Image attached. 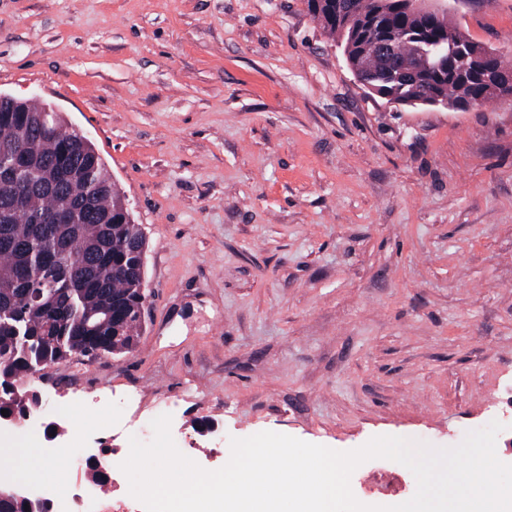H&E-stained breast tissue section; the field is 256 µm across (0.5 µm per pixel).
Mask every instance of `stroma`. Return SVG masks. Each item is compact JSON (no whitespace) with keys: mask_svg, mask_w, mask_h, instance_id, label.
<instances>
[{"mask_svg":"<svg viewBox=\"0 0 512 512\" xmlns=\"http://www.w3.org/2000/svg\"><path fill=\"white\" fill-rule=\"evenodd\" d=\"M446 4L512 59V0ZM0 92L86 135L148 240L133 351L91 394L28 380L43 412L95 406L88 450L167 407L210 471L262 431L452 447L501 419L512 464V101L393 107L304 0H0ZM351 488L416 491L394 461Z\"/></svg>","mask_w":512,"mask_h":512,"instance_id":"35a3bbf8","label":"stroma"}]
</instances>
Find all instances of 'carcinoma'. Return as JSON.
<instances>
[{"label": "carcinoma", "mask_w": 512, "mask_h": 512, "mask_svg": "<svg viewBox=\"0 0 512 512\" xmlns=\"http://www.w3.org/2000/svg\"><path fill=\"white\" fill-rule=\"evenodd\" d=\"M308 13L342 39L348 66H377L361 34L369 21L400 46L398 64L412 66L415 36L423 34L435 67L423 79L394 81L372 90L391 103L416 107L432 94L455 110L463 101H493L475 80L446 56L450 38H468L444 14L424 19L407 11L405 0H305ZM45 110L25 101L21 111L0 105V153H17L20 171L0 169V410L17 415L35 397L13 390L33 372L67 359L127 351L143 322L136 310L146 296L137 250L146 244L125 196L112 180L95 146L76 130L64 129L54 114L38 133L33 125Z\"/></svg>", "instance_id": "obj_1"}]
</instances>
